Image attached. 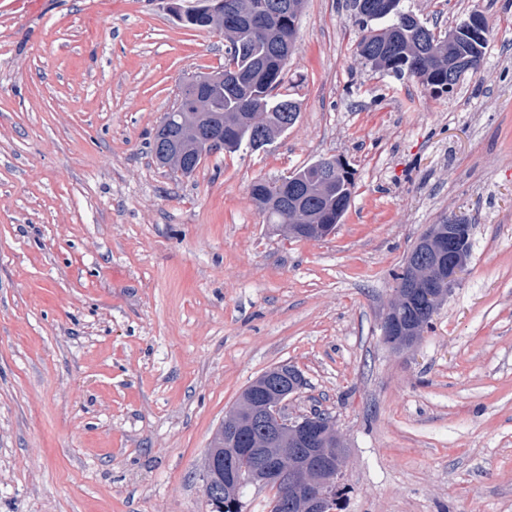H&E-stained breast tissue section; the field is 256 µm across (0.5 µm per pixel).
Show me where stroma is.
<instances>
[{
	"mask_svg": "<svg viewBox=\"0 0 512 512\" xmlns=\"http://www.w3.org/2000/svg\"><path fill=\"white\" fill-rule=\"evenodd\" d=\"M480 9L478 73L433 95L361 63L351 0H306L296 123L192 176L151 145L222 32L167 0H0V512H206L205 458L242 391L293 365L291 416L333 417L344 512H512V0ZM323 157L355 182L292 239L250 196ZM472 224L466 272L411 348L392 273L429 225Z\"/></svg>",
	"mask_w": 512,
	"mask_h": 512,
	"instance_id": "1",
	"label": "stroma"
}]
</instances>
